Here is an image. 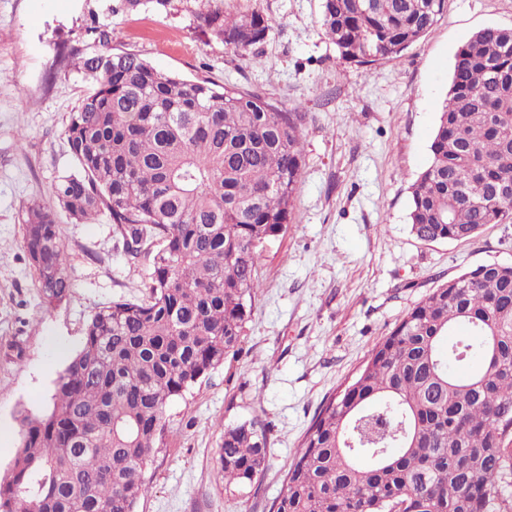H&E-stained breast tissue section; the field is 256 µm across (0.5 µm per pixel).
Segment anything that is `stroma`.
I'll return each mask as SVG.
<instances>
[{
    "mask_svg": "<svg viewBox=\"0 0 512 512\" xmlns=\"http://www.w3.org/2000/svg\"><path fill=\"white\" fill-rule=\"evenodd\" d=\"M206 7L0 0V478L13 466L23 416L52 408L92 314L148 293L149 255L129 257L106 217L79 224L57 211L72 283L61 303L44 302L23 246L22 209L34 200L54 208L57 178L76 169L65 126L86 85L70 59L98 50L92 16L108 24L115 51L303 116L292 219L263 246L241 351L168 403L137 512H270L313 418L406 312L463 271L512 263V224L424 242L408 219L455 54L482 28L512 29V0H445L426 36L368 70L343 60L325 35L322 0H224L226 11L258 9L271 22L268 37L245 50L200 28ZM252 419L266 428L268 467L253 484L226 488L216 464L224 429Z\"/></svg>",
    "mask_w": 512,
    "mask_h": 512,
    "instance_id": "obj_1",
    "label": "stroma"
}]
</instances>
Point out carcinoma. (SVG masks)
Here are the masks:
<instances>
[{
  "mask_svg": "<svg viewBox=\"0 0 512 512\" xmlns=\"http://www.w3.org/2000/svg\"><path fill=\"white\" fill-rule=\"evenodd\" d=\"M199 25L239 50L271 26L224 0ZM444 0H323L341 57L369 69L432 28ZM80 58L89 85L65 134L77 172L53 189L78 223L105 214L126 248L149 251V296L97 310L59 375L53 407L23 418L0 512H136L168 401L241 350L262 247L287 231L302 173L300 116L262 97L156 70L114 52ZM428 166L411 185L421 241L466 240L512 223V29L475 32L455 55ZM45 302L66 298L54 212L21 216ZM482 362L479 370L471 362ZM219 473L267 468L257 421L224 428ZM273 512H512V265L484 264L434 288L373 350L309 427Z\"/></svg>",
  "mask_w": 512,
  "mask_h": 512,
  "instance_id": "1",
  "label": "carcinoma"
}]
</instances>
